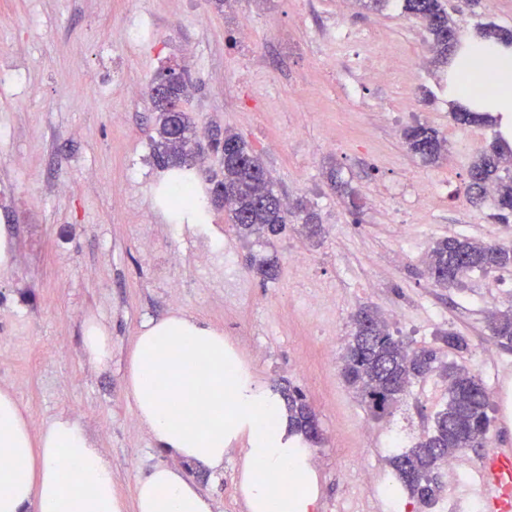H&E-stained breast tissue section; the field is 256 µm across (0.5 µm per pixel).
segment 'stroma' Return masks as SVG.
I'll return each mask as SVG.
<instances>
[{
	"label": "stroma",
	"instance_id": "35a3bbf8",
	"mask_svg": "<svg viewBox=\"0 0 512 512\" xmlns=\"http://www.w3.org/2000/svg\"><path fill=\"white\" fill-rule=\"evenodd\" d=\"M444 3L461 33L489 22L512 28V0H482L474 12L465 0ZM340 25L393 41L402 66L382 78L359 68L360 45H336ZM430 42L398 0L380 11L361 0L346 9L340 0H226L220 9L212 0H0V59L12 68L0 75V234L11 253L0 268V387L33 429L62 411L81 419L132 496L137 476L162 457L127 397V352L142 323L184 313L223 330L260 384L305 394L323 433L317 512H387L362 492V470L392 476L391 439L431 429L448 393L433 375L390 415L371 416L340 371L352 314L377 309L416 347L464 336L466 348L445 357L488 388L512 369V347L483 349L490 309L512 308V269L475 271L450 289L424 273L438 238L512 243V223L465 195L470 165L498 131L453 121L442 97L448 71ZM173 65L192 82L183 107L203 147L186 171L203 192L223 164L207 136L215 125L231 129L285 202L318 212L320 238L294 223L251 244L223 209L206 206L198 224L167 211L147 88ZM416 123L446 139L443 158L408 150L403 133ZM252 255L277 256L278 279L249 268ZM92 318L112 336L105 369L83 352ZM245 453V443L230 448L220 473L185 466L213 512H244Z\"/></svg>",
	"mask_w": 512,
	"mask_h": 512
}]
</instances>
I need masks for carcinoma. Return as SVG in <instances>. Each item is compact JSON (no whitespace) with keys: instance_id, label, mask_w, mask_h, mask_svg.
<instances>
[{"instance_id":"cac0c4a2","label":"carcinoma","mask_w":512,"mask_h":512,"mask_svg":"<svg viewBox=\"0 0 512 512\" xmlns=\"http://www.w3.org/2000/svg\"><path fill=\"white\" fill-rule=\"evenodd\" d=\"M403 10L426 27L436 53V61L448 63V36L459 33L449 18L443 0H403ZM180 81L170 84L162 97L153 98L158 112L152 158L160 167H181L192 158L191 143L196 129L191 117L173 109L185 96ZM215 147L224 154V172L213 192V201L224 207L237 234L267 240L279 237L291 220H301L310 234L320 231L317 214L299 202L287 208L274 189L260 157L236 133L226 129L211 133ZM408 150L426 160L440 156L445 140L424 124L404 131ZM470 169L478 172L484 185L494 189L499 223L512 220V147L495 139L482 150ZM175 212L197 207L192 189L184 185L171 197ZM250 266L265 280L279 275L276 258L256 261ZM512 267V244L468 237L440 238L429 246L426 273L438 288H458L472 271L490 272ZM491 337L502 345L512 344V309L500 311L489 320ZM342 375L365 409L375 418L390 413L391 406L413 380L436 370L448 382V401L435 413L431 431L408 448L391 453L390 463L401 485L411 497L433 505L443 491L440 468L448 457L465 448H482L489 443L492 420L490 396L481 378L454 363L440 359L434 348H416L394 336L380 316L369 308L353 316L351 330L341 355ZM288 414V435L310 444L320 440L318 418L297 389H278Z\"/></svg>"}]
</instances>
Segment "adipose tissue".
<instances>
[{"label": "adipose tissue", "instance_id": "obj_1", "mask_svg": "<svg viewBox=\"0 0 512 512\" xmlns=\"http://www.w3.org/2000/svg\"><path fill=\"white\" fill-rule=\"evenodd\" d=\"M449 104L487 112L512 144V44L467 34L448 62ZM125 390L156 453L218 473L244 441L251 512H315L303 448L288 437L279 395L260 385L221 329L175 313L144 322L127 357ZM0 512H212L182 469L155 464L125 497L83 423L59 413L40 433L0 388Z\"/></svg>", "mask_w": 512, "mask_h": 512}]
</instances>
